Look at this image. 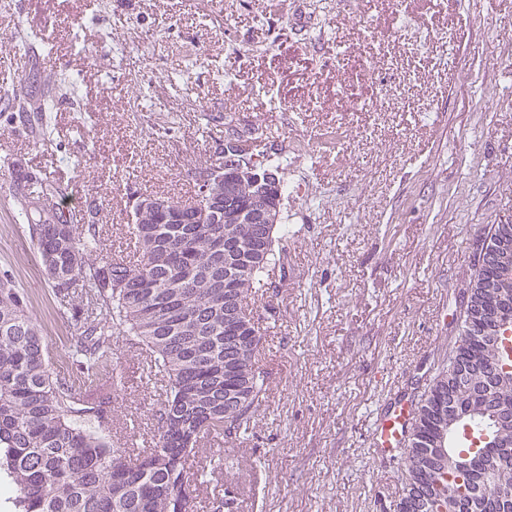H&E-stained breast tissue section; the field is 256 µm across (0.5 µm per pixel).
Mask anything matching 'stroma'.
I'll return each mask as SVG.
<instances>
[{"mask_svg":"<svg viewBox=\"0 0 512 512\" xmlns=\"http://www.w3.org/2000/svg\"><path fill=\"white\" fill-rule=\"evenodd\" d=\"M0 89L61 82L52 142L0 112V271L22 288L54 372L75 375L60 316L10 191L54 157L75 209L96 203L103 253L127 255L135 194L194 195L235 132L282 159L284 268L249 307L268 329L266 395L242 438L200 447L199 512H394L400 456L376 412L419 399L463 319L474 249L512 224V0H8ZM50 37L12 59L14 16ZM126 375L112 445L147 447L161 383L114 338Z\"/></svg>","mask_w":512,"mask_h":512,"instance_id":"1","label":"stroma"}]
</instances>
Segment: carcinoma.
Listing matches in <instances>:
<instances>
[{"instance_id": "obj_1", "label": "carcinoma", "mask_w": 512, "mask_h": 512, "mask_svg": "<svg viewBox=\"0 0 512 512\" xmlns=\"http://www.w3.org/2000/svg\"><path fill=\"white\" fill-rule=\"evenodd\" d=\"M56 79L33 97L19 87L3 96L6 112L34 119L51 135ZM218 166L198 164L189 176L196 199L148 195L174 207L177 224L150 212L131 214L135 260L97 256L99 228L84 214L54 201L65 190L52 173L15 189L21 217L57 299L59 313L75 321L69 359L94 376L112 358L114 335L146 354L163 382L153 445L126 456L112 448V394L92 397L54 373L41 329L26 313V298L12 276L0 273V481L10 495L6 512H198L190 462L206 438L246 436L252 413L266 393L257 361L263 329L247 320L245 300L269 286L285 253L281 223L286 191L258 182L246 160L283 174L267 151H249L239 137L217 141ZM224 186L210 210L201 195L215 168ZM40 191L30 190L32 182ZM183 257L182 282L172 284L168 260ZM145 270L151 288L126 279ZM471 349L465 329L438 368L409 421L402 455L405 487L396 512H438L426 497L434 468L427 457L436 400L448 395V373ZM480 512H512L493 475L484 476Z\"/></svg>"}]
</instances>
